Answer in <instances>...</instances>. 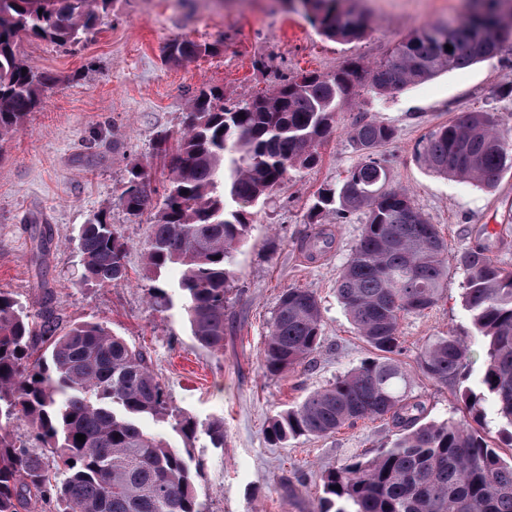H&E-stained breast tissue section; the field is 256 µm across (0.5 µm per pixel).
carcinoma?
Instances as JSON below:
<instances>
[{
	"instance_id": "1",
	"label": "carcinoma",
	"mask_w": 512,
	"mask_h": 512,
	"mask_svg": "<svg viewBox=\"0 0 512 512\" xmlns=\"http://www.w3.org/2000/svg\"><path fill=\"white\" fill-rule=\"evenodd\" d=\"M112 2L0 0V140L17 133L56 84L19 56V34L79 44ZM286 2L329 39L350 41L367 27L366 16L344 0ZM477 2L454 23L427 26L395 45L366 70L371 89L392 94L511 47L512 8L504 0ZM208 52L209 46L190 40L167 47L175 61ZM360 70L349 62L332 74L308 72L249 100L230 102L219 88L202 91L190 99L176 146L166 135L154 144L170 173L163 194L143 166L128 168L118 206L134 217L153 211L145 250L150 298L166 307L179 302L201 347L224 348V303L252 208L293 172L317 165L336 112L357 94ZM394 137L392 127L377 121L354 127L360 161L339 189L318 193L309 208L312 230L300 244L316 258L335 242L317 217L330 209L365 211L336 292L354 328L380 355L279 414L266 435L284 443L325 437L359 421L390 420L397 432L391 446L372 457L352 456L321 475L319 512H512V461L474 430L423 421L421 406L409 401V374L395 359L402 351L401 319L440 298L447 244L406 190L387 185L379 148ZM418 156L438 176L491 188L512 167V141L493 113L465 112L424 137ZM30 241L32 262L41 268L51 230L34 225ZM79 252L82 282L115 286L125 280L127 242L107 211L81 225ZM459 264L466 308L488 345L481 383L512 443V270L481 246L463 253ZM173 267L181 274L171 291L165 273ZM321 325V303L312 291L282 292L262 350L264 372L304 364L320 347ZM468 351V338L438 336L422 348L418 363L434 381L459 384ZM146 417L171 423L186 440L199 430L196 420L173 413L142 350L97 322L62 329L51 307L24 306L0 291V512H32L36 503L46 512H206L194 484L200 464H191L188 449L147 431ZM19 420L29 423L31 439L17 446L8 435Z\"/></svg>"
}]
</instances>
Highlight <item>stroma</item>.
Segmentation results:
<instances>
[{
	"label": "stroma",
	"instance_id": "35a3bbf8",
	"mask_svg": "<svg viewBox=\"0 0 512 512\" xmlns=\"http://www.w3.org/2000/svg\"><path fill=\"white\" fill-rule=\"evenodd\" d=\"M351 4L366 12L368 26L349 42L325 38L280 0H211L203 7L194 0H114L108 17L79 46L63 48L27 35L17 41L19 55L57 83L23 128L0 141V290L27 306L48 303L60 327L104 325L147 353L175 411L203 426L223 423L224 445L217 448L205 433L187 441L170 426L144 422L201 461L195 488L208 512H315L324 471L354 455H374L395 438L391 424L380 419L283 444L265 434L272 417L374 354L336 295L337 277L365 213L344 219L332 211L323 214L335 243L316 260L298 246L310 229L307 214L318 191L338 186L360 159L351 140L358 122L374 120L394 129V140L381 149L390 160V183L408 190L448 244L442 299L400 323L399 360L410 373V394L428 420L464 427L474 422L460 393L465 387L481 392L487 348L464 306L465 274L457 258L478 244L493 260L512 266V229L503 222L512 205V167L495 188L484 189L429 172L416 149L429 131L463 112L495 113L502 129L512 131V99L495 93L512 78V50L386 96L359 87L356 99L337 112L333 134L318 148V164L255 208L236 255L222 350L198 345L180 307L151 300L144 242L152 216H130L115 203L132 163L147 169L154 186L167 184L169 171L154 155V142L158 135L174 139L183 132L189 100L199 91L219 87L242 100L272 89L279 77L332 73L351 60L375 64L416 30L457 16L461 0ZM175 40L205 43L212 52L171 62L166 48ZM102 209L128 244L127 279L117 286L78 280V229ZM35 218L53 229L42 279L31 263L28 226ZM289 288L310 289L320 300L321 346L305 364L273 376L263 371L261 352L279 297ZM449 335L472 339L467 376L459 386L433 381L418 365L428 340Z\"/></svg>",
	"mask_w": 512,
	"mask_h": 512
}]
</instances>
